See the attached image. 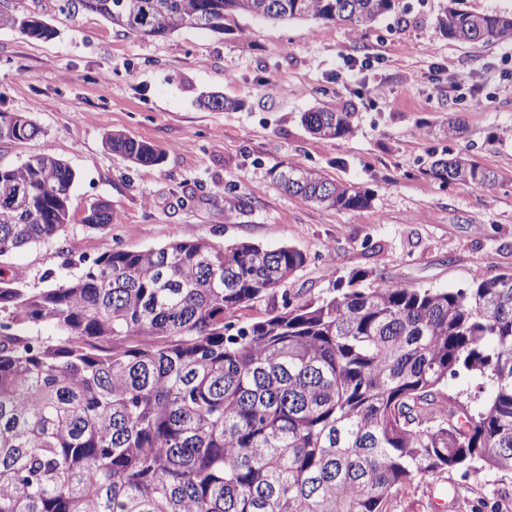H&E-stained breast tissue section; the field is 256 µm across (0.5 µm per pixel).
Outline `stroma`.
I'll return each instance as SVG.
<instances>
[{
    "label": "stroma",
    "instance_id": "35a3bbf8",
    "mask_svg": "<svg viewBox=\"0 0 512 512\" xmlns=\"http://www.w3.org/2000/svg\"><path fill=\"white\" fill-rule=\"evenodd\" d=\"M452 0H395L370 29L238 15L224 33L187 27L165 37L121 31L102 16L59 14L55 0H0L55 29L37 40L0 28V112L30 117L40 136L0 142V162L51 151L76 178L72 219L58 238L0 260L29 287L79 276L116 248L206 238L294 247L307 263L289 297L325 295L358 268L412 288L465 287L475 271H512V43H461L437 25ZM333 92L351 104L349 136L321 139L302 113ZM232 101L200 109L201 93ZM462 132L448 138L451 121ZM153 144L141 167L106 146L112 133ZM498 174L479 189L443 188L425 175L444 154ZM296 161L370 191L369 207L324 210L277 189L271 169ZM246 207H239V200ZM108 202L118 217L98 230L83 218ZM484 497L512 512V474L478 471L416 480L392 512H464Z\"/></svg>",
    "mask_w": 512,
    "mask_h": 512
}]
</instances>
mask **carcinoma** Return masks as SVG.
<instances>
[{
  "mask_svg": "<svg viewBox=\"0 0 512 512\" xmlns=\"http://www.w3.org/2000/svg\"><path fill=\"white\" fill-rule=\"evenodd\" d=\"M394 0H56L141 37L184 27L222 34L244 13L288 21L345 19L358 32ZM450 39L512 42V15L448 7ZM47 39L53 29L0 10V27ZM27 116L0 112V127ZM353 113L325 105L302 116L315 135L353 133ZM109 148L151 167L152 144L121 133ZM440 186L477 188L498 175L475 160L439 158ZM273 184L325 209L370 196L298 162ZM73 170L46 150L0 166V257L56 239L71 220ZM106 202L83 218L106 228ZM307 263L293 248L205 238L114 249L83 273L30 288L0 271V512H390L415 480L480 469L512 473V272H479L468 287L364 282L356 269L325 296L284 286ZM269 300L266 316L236 313ZM41 327L54 329L45 336ZM486 381L476 414L443 392L460 374Z\"/></svg>",
  "mask_w": 512,
  "mask_h": 512,
  "instance_id": "1",
  "label": "carcinoma"
}]
</instances>
